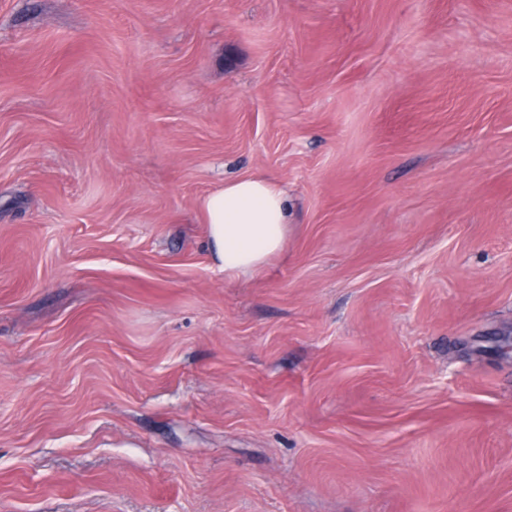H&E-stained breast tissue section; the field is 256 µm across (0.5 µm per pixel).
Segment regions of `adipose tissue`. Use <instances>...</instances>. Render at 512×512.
I'll return each mask as SVG.
<instances>
[{"label": "adipose tissue", "mask_w": 512, "mask_h": 512, "mask_svg": "<svg viewBox=\"0 0 512 512\" xmlns=\"http://www.w3.org/2000/svg\"><path fill=\"white\" fill-rule=\"evenodd\" d=\"M201 210L212 259L226 275L257 273L284 248L289 204L279 182L253 176L227 181L204 197Z\"/></svg>", "instance_id": "obj_1"}]
</instances>
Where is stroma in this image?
<instances>
[{"instance_id": "stroma-1", "label": "stroma", "mask_w": 512, "mask_h": 512, "mask_svg": "<svg viewBox=\"0 0 512 512\" xmlns=\"http://www.w3.org/2000/svg\"><path fill=\"white\" fill-rule=\"evenodd\" d=\"M0 512H512V0H0ZM208 248L225 275H251L283 251L289 224L284 186L262 177L224 181L201 201Z\"/></svg>"}]
</instances>
